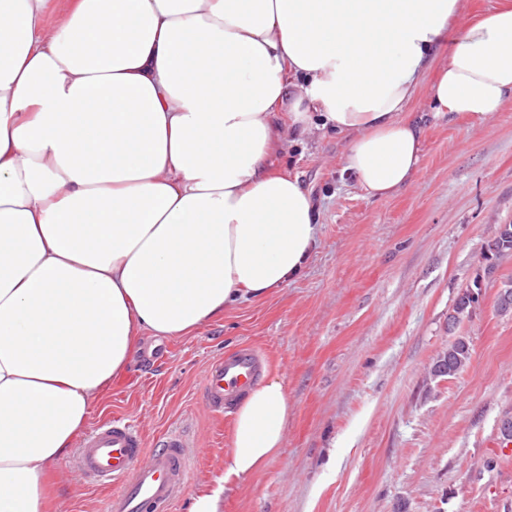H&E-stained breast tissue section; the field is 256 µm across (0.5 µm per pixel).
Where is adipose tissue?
I'll list each match as a JSON object with an SVG mask.
<instances>
[{
    "mask_svg": "<svg viewBox=\"0 0 512 512\" xmlns=\"http://www.w3.org/2000/svg\"><path fill=\"white\" fill-rule=\"evenodd\" d=\"M0 0V512H46L137 338L182 336L306 266L318 212L270 168L312 123L346 137L370 197L408 184L407 105L440 51L435 113L512 100V5L456 27L460 0ZM274 375L239 399L226 472L283 445Z\"/></svg>",
    "mask_w": 512,
    "mask_h": 512,
    "instance_id": "1",
    "label": "adipose tissue"
}]
</instances>
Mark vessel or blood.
Wrapping results in <instances>:
<instances>
[{
	"mask_svg": "<svg viewBox=\"0 0 512 512\" xmlns=\"http://www.w3.org/2000/svg\"><path fill=\"white\" fill-rule=\"evenodd\" d=\"M260 373L261 356L250 346L211 364L203 383L206 411L231 408ZM189 446L180 429L146 445L137 428L114 417L86 434L71 467L88 482L111 488L107 512H172L191 468Z\"/></svg>",
	"mask_w": 512,
	"mask_h": 512,
	"instance_id": "1",
	"label": "vessel or blood"
}]
</instances>
